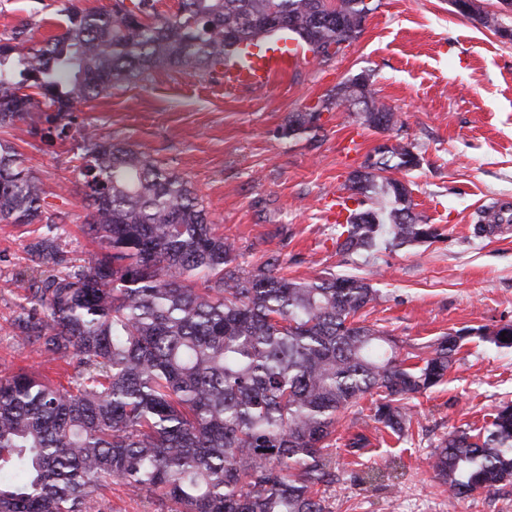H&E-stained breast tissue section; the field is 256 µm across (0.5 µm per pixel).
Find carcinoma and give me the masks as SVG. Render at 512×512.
Wrapping results in <instances>:
<instances>
[{
    "label": "carcinoma",
    "mask_w": 512,
    "mask_h": 512,
    "mask_svg": "<svg viewBox=\"0 0 512 512\" xmlns=\"http://www.w3.org/2000/svg\"><path fill=\"white\" fill-rule=\"evenodd\" d=\"M370 0H114L109 10L66 9L45 45L30 24L0 36V129L32 128L51 143L75 130L87 210L83 233L99 253L74 265L57 235L28 247L47 276L9 329L47 363L73 366L67 384L27 370L0 376V512H94L118 484L155 512H329L336 482L330 442L340 416L400 436L406 401L440 383L466 339L512 348V324L438 337L422 364L398 339L365 324L378 290L364 278L282 273L273 253L251 268L215 231L197 189L130 144L75 124L78 108L159 67L213 72L277 33L320 62L357 40ZM277 14L285 26L268 24ZM344 105L381 132L396 113L376 99L372 75L334 87L314 112H296L285 138L319 129ZM420 159L381 145L344 190L336 252L371 254L428 242L437 229L413 213L408 185L388 176ZM12 142L0 138V223L62 224ZM506 340H501V337ZM372 401L364 415L360 400ZM449 498L512 486V403L475 431L448 433L431 464Z\"/></svg>",
    "instance_id": "cac0c4a2"
}]
</instances>
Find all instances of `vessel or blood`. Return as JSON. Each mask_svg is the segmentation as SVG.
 <instances>
[{"label":"vessel or blood","instance_id":"1","mask_svg":"<svg viewBox=\"0 0 512 512\" xmlns=\"http://www.w3.org/2000/svg\"><path fill=\"white\" fill-rule=\"evenodd\" d=\"M302 60L299 49L273 50L262 55H246L244 63L226 66L224 82L230 87L263 88L270 85L280 74L295 68Z\"/></svg>","mask_w":512,"mask_h":512}]
</instances>
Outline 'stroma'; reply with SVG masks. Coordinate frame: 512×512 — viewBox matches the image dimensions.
<instances>
[{
	"instance_id": "obj_1",
	"label": "stroma",
	"mask_w": 512,
	"mask_h": 512,
	"mask_svg": "<svg viewBox=\"0 0 512 512\" xmlns=\"http://www.w3.org/2000/svg\"><path fill=\"white\" fill-rule=\"evenodd\" d=\"M114 0H0V34L31 22L34 42L61 32L66 7L108 9ZM361 36L332 60L305 52L302 63L264 90L225 86L220 74L160 68L143 81L113 87L78 113V122L125 140L197 188L221 233L235 242L240 263L253 266L279 253L289 276L356 275L378 288L367 323L428 355L450 330L512 323V231L478 232L479 211L494 200L512 203V40L455 13L450 0H377ZM371 73L379 103L400 125L363 130L364 146L340 144L354 123L338 106L324 113L317 134L285 138L292 113L317 103L340 82ZM8 138L66 213L62 244L76 259L94 247L81 232L86 219L77 168L80 139L41 142L27 126ZM412 144L417 169L404 175L416 211L437 227V239L373 256L336 251L332 198L349 174L383 144ZM30 224L0 223V376L19 369L54 374L5 326L22 313L44 277L27 255ZM512 401V350L473 338L446 380L409 400L413 421L397 437L368 423L371 444L349 452V417L331 450L336 481L331 512H512V487L449 501L434 477L437 445L453 428L481 426ZM383 468L388 479L369 483Z\"/></svg>"
}]
</instances>
